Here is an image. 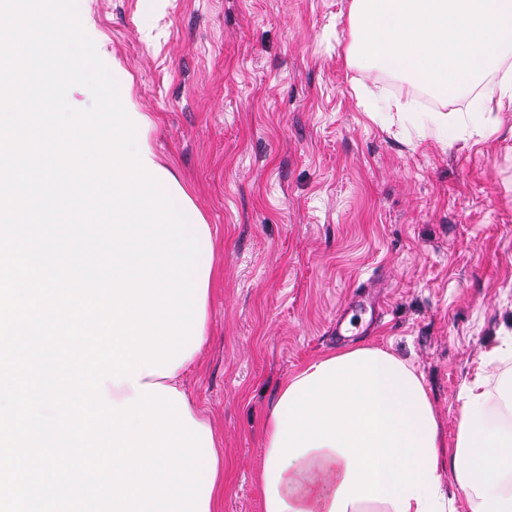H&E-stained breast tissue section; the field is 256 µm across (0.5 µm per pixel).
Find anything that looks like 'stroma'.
<instances>
[{"instance_id":"35a3bbf8","label":"stroma","mask_w":512,"mask_h":512,"mask_svg":"<svg viewBox=\"0 0 512 512\" xmlns=\"http://www.w3.org/2000/svg\"><path fill=\"white\" fill-rule=\"evenodd\" d=\"M351 0H80L119 61L156 151L210 224L224 286L190 397L229 466L221 512H262L259 432L286 377L371 344L424 376L446 444L460 388L487 375L512 423V111L499 131L418 137L421 86L358 61ZM396 99L403 114H380Z\"/></svg>"}]
</instances>
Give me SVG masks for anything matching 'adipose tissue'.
Returning a JSON list of instances; mask_svg holds the SVG:
<instances>
[{"mask_svg":"<svg viewBox=\"0 0 512 512\" xmlns=\"http://www.w3.org/2000/svg\"><path fill=\"white\" fill-rule=\"evenodd\" d=\"M452 451L422 373L377 346L324 353L279 387L260 432L263 512H512V427L487 410L483 374L464 382Z\"/></svg>","mask_w":512,"mask_h":512,"instance_id":"obj_1","label":"adipose tissue"}]
</instances>
